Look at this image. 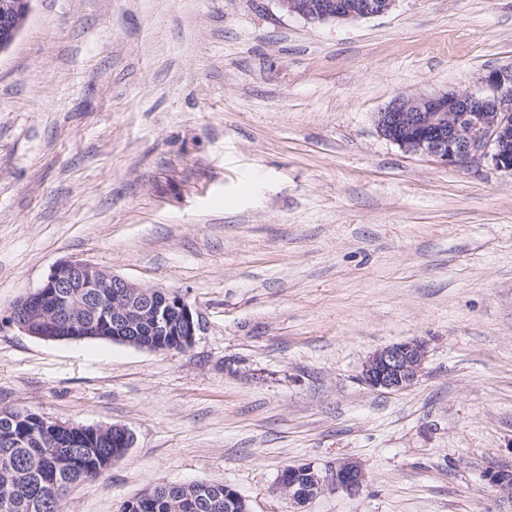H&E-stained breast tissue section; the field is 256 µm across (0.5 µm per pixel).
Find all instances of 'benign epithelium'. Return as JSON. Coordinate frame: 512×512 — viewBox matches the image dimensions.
<instances>
[{
    "label": "benign epithelium",
    "mask_w": 512,
    "mask_h": 512,
    "mask_svg": "<svg viewBox=\"0 0 512 512\" xmlns=\"http://www.w3.org/2000/svg\"><path fill=\"white\" fill-rule=\"evenodd\" d=\"M32 0H0V53L21 31ZM292 16L320 22L367 19L388 13L397 0H278ZM382 137L402 150L433 158L445 167L487 162L512 172V66L489 70L474 92L403 95L376 115ZM14 323L29 336H124L140 327L149 336H173L188 348L200 330L197 314L178 291L141 286L82 259L55 264L36 291L15 303ZM427 342L421 338L381 347L365 360L358 380L372 389L402 391L423 375ZM307 477L305 485L295 478ZM366 475L354 461L336 465L331 483L358 493ZM488 482L512 499L503 470ZM324 479L310 466L292 467L278 487L298 508L322 491Z\"/></svg>",
    "instance_id": "obj_1"
}]
</instances>
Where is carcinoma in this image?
<instances>
[{"label": "carcinoma", "mask_w": 512, "mask_h": 512, "mask_svg": "<svg viewBox=\"0 0 512 512\" xmlns=\"http://www.w3.org/2000/svg\"><path fill=\"white\" fill-rule=\"evenodd\" d=\"M125 449L112 433L62 430L49 419L0 409V512H60L68 489L96 479ZM237 492L199 480L156 484L121 512H246Z\"/></svg>", "instance_id": "1"}]
</instances>
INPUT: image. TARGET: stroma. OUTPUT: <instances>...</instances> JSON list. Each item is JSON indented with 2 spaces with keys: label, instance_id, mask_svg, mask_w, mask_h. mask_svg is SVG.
Instances as JSON below:
<instances>
[{
  "label": "stroma",
  "instance_id": "35a3bbf8",
  "mask_svg": "<svg viewBox=\"0 0 512 512\" xmlns=\"http://www.w3.org/2000/svg\"><path fill=\"white\" fill-rule=\"evenodd\" d=\"M512 65V0H398L317 22L277 0H33L0 54V409L120 426L133 445L62 512L208 480L292 512L285 467L330 476L303 512H512V172L382 138L400 94ZM177 290L193 345L20 331L59 260ZM425 339L420 380L362 385ZM427 342L421 338L381 347L365 360L358 380L372 389L402 391L423 375ZM365 479L366 475L360 464L354 461H344L336 465L330 480L337 489L349 494H356L363 487Z\"/></svg>",
  "mask_w": 512,
  "mask_h": 512
}]
</instances>
